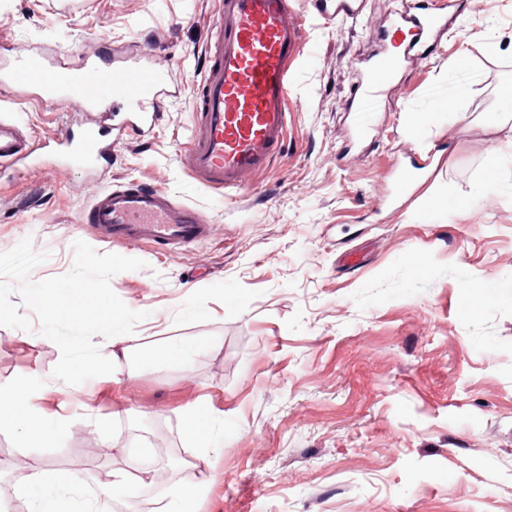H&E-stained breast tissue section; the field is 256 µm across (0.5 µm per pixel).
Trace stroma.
<instances>
[{
  "instance_id": "obj_1",
  "label": "stroma",
  "mask_w": 512,
  "mask_h": 512,
  "mask_svg": "<svg viewBox=\"0 0 512 512\" xmlns=\"http://www.w3.org/2000/svg\"><path fill=\"white\" fill-rule=\"evenodd\" d=\"M479 2L365 104L364 137L351 93L405 0L308 27L284 152L226 195L196 184L186 159L216 0H0V69L17 53L65 74L97 51H145L181 86L142 135L129 107L112 108L126 134L93 163L59 143L88 120L67 87L48 99L0 87V118L31 150L0 165V389L29 376L33 405L61 422L45 441L0 427V512H31L23 485L58 468L84 475L65 503L82 512L102 474L137 472L148 454L167 480L143 474L109 512L189 488L200 512H512V150L491 124L512 82V0ZM460 84L454 111L411 130ZM412 167L423 179L394 198L395 170ZM125 181L198 207L209 237L178 253L108 242L85 214ZM433 198L447 211L422 217ZM75 281L124 314L133 341L119 373L90 361L102 337L26 295ZM179 341L180 359L142 358ZM68 353L86 360L69 375ZM196 407L224 433L205 456L186 434Z\"/></svg>"
}]
</instances>
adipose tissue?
<instances>
[{
    "instance_id": "obj_1",
    "label": "adipose tissue",
    "mask_w": 512,
    "mask_h": 512,
    "mask_svg": "<svg viewBox=\"0 0 512 512\" xmlns=\"http://www.w3.org/2000/svg\"><path fill=\"white\" fill-rule=\"evenodd\" d=\"M27 295L37 303L64 306L76 327L106 336L107 341L100 347L95 362L111 371H120L122 359L115 347L130 343L131 338L125 333L122 312L112 309L104 296H87L79 284L72 285L60 296L44 288L28 289ZM32 390L30 381L26 379L10 390H0V425L25 433L50 435L58 429L59 423L31 406ZM83 484V476L75 471H41L24 486L23 493L31 500L34 512H65L64 504L57 496L58 491L76 490Z\"/></svg>"
}]
</instances>
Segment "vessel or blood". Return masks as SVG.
<instances>
[{"label": "vessel or blood", "mask_w": 512, "mask_h": 512, "mask_svg": "<svg viewBox=\"0 0 512 512\" xmlns=\"http://www.w3.org/2000/svg\"><path fill=\"white\" fill-rule=\"evenodd\" d=\"M312 2L328 24L356 19L365 9V0ZM447 21L446 7L431 0H421L412 14L398 15L392 31L403 40L396 52L383 53L369 66L354 103L393 87L402 61L427 49ZM212 27L214 39L196 85L187 159L201 187L232 190L282 151L305 17L297 0H219ZM9 81L36 90L53 84L47 65L35 55L20 57ZM167 83V76L155 68L117 60L107 64L94 55L75 80V98L96 105L109 99L148 112ZM27 156L15 127L0 119V164ZM85 221L111 242L157 244L172 252L206 239L211 231L195 207L175 201L160 188L129 184L99 194Z\"/></svg>", "instance_id": "obj_1"}]
</instances>
